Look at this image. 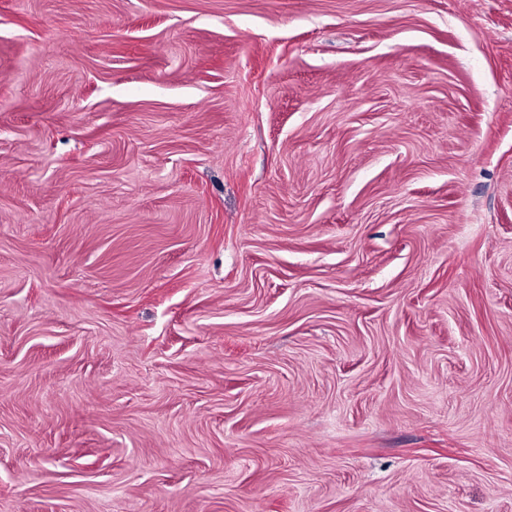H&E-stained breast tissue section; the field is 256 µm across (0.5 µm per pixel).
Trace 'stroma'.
I'll use <instances>...</instances> for the list:
<instances>
[{
	"label": "stroma",
	"instance_id": "stroma-1",
	"mask_svg": "<svg viewBox=\"0 0 512 512\" xmlns=\"http://www.w3.org/2000/svg\"><path fill=\"white\" fill-rule=\"evenodd\" d=\"M0 512H512V0H0Z\"/></svg>",
	"mask_w": 512,
	"mask_h": 512
}]
</instances>
